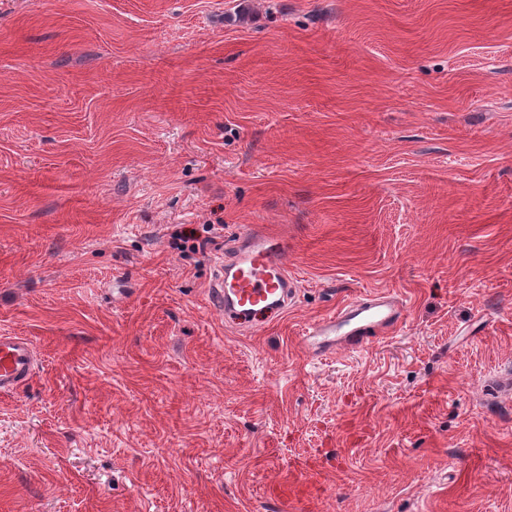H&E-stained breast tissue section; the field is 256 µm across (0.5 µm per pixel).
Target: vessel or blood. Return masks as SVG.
<instances>
[{
    "mask_svg": "<svg viewBox=\"0 0 512 512\" xmlns=\"http://www.w3.org/2000/svg\"><path fill=\"white\" fill-rule=\"evenodd\" d=\"M211 294L225 317L255 328L264 318L284 313L298 288L284 260V243L266 228L245 225L229 252L217 257ZM405 316L400 298L378 292L353 299L335 313L310 323L302 345L312 357L356 351L399 326ZM36 368V350L25 336L0 335V392L16 389Z\"/></svg>",
    "mask_w": 512,
    "mask_h": 512,
    "instance_id": "1",
    "label": "vessel or blood"
}]
</instances>
